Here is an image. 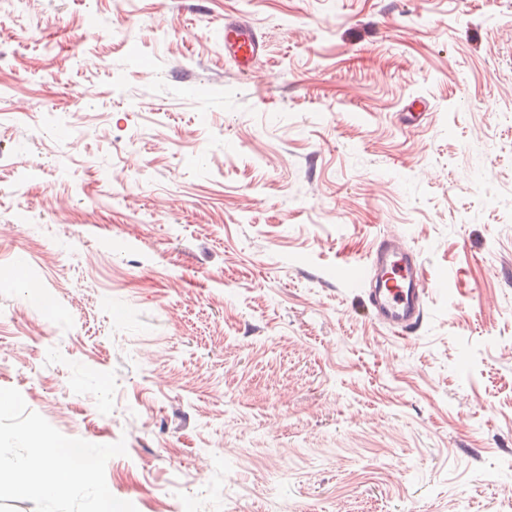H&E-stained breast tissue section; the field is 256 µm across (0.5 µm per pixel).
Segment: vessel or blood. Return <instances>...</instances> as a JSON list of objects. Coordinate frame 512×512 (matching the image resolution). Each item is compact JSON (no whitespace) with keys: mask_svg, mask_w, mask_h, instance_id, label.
Here are the masks:
<instances>
[{"mask_svg":"<svg viewBox=\"0 0 512 512\" xmlns=\"http://www.w3.org/2000/svg\"><path fill=\"white\" fill-rule=\"evenodd\" d=\"M263 52L264 40L248 22L225 20L224 53L227 57L246 68ZM360 272L362 278L371 283L368 301L377 320L401 330L422 322L426 283L399 238H379Z\"/></svg>","mask_w":512,"mask_h":512,"instance_id":"obj_1","label":"vessel or blood"}]
</instances>
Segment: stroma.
<instances>
[{
  "label": "stroma",
  "instance_id": "35a3bbf8",
  "mask_svg": "<svg viewBox=\"0 0 512 512\" xmlns=\"http://www.w3.org/2000/svg\"><path fill=\"white\" fill-rule=\"evenodd\" d=\"M1 269L0 388L137 512H512V0H0ZM264 52V40L242 19L224 20V55L239 67L248 68ZM359 270L362 279L371 282L368 301L377 320L401 330L422 322L428 285L398 237H380Z\"/></svg>",
  "mask_w": 512,
  "mask_h": 512
}]
</instances>
